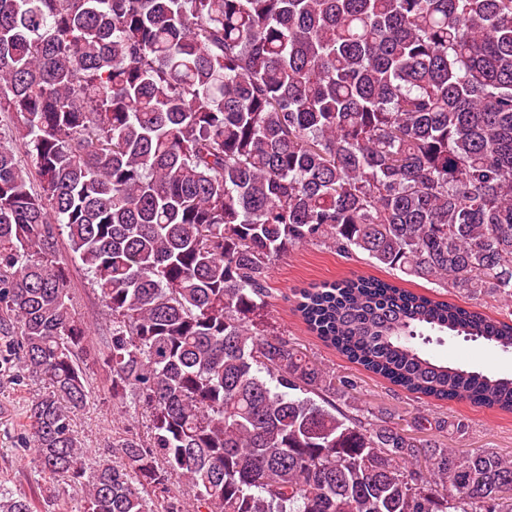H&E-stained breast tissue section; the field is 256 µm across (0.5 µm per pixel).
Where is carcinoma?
I'll return each mask as SVG.
<instances>
[{"instance_id": "cac0c4a2", "label": "carcinoma", "mask_w": 512, "mask_h": 512, "mask_svg": "<svg viewBox=\"0 0 512 512\" xmlns=\"http://www.w3.org/2000/svg\"><path fill=\"white\" fill-rule=\"evenodd\" d=\"M0 337L51 391L41 471L84 512H512V457L459 456L269 330L304 245L512 302V0H0ZM30 158L27 165L21 155ZM66 240L111 323L124 420L86 463L88 329ZM307 327L408 392L512 412V378L438 364L426 332L512 351V324L358 277ZM0 512H33L0 486ZM60 489V511L58 512H83L84 488L79 484L63 486Z\"/></svg>"}]
</instances>
